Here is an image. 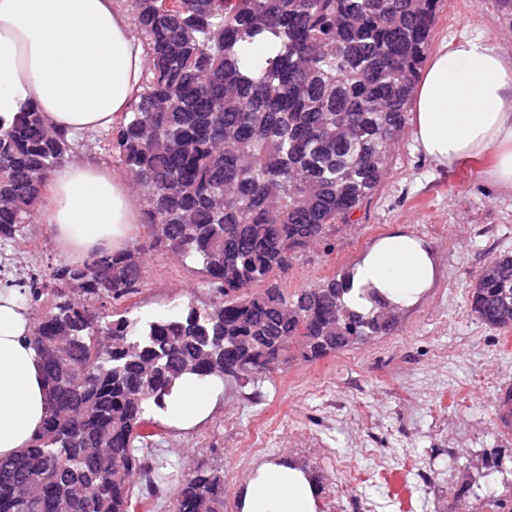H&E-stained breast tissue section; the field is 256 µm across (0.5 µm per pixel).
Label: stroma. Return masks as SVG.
<instances>
[{
  "mask_svg": "<svg viewBox=\"0 0 512 512\" xmlns=\"http://www.w3.org/2000/svg\"><path fill=\"white\" fill-rule=\"evenodd\" d=\"M462 37L511 56L512 13L500 0H440L432 49ZM489 163L437 167L402 132L378 189L337 225L331 252L311 250L281 281L295 291L350 270L402 227L432 245L435 287L390 335L313 361L286 354L258 384L226 387L192 430L155 423L153 458L177 479L220 471L224 512H237L253 468L282 457L309 471L319 512H478L487 497L512 494V434L499 410L512 386V330L486 327L466 303L480 267L512 252V189L489 180ZM207 298L175 255L150 250L139 293L120 308L146 322ZM483 458L494 467H480Z\"/></svg>",
  "mask_w": 512,
  "mask_h": 512,
  "instance_id": "stroma-1",
  "label": "stroma"
}]
</instances>
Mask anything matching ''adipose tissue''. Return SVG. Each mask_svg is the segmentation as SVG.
<instances>
[{
    "label": "adipose tissue",
    "instance_id": "ef3b65f1",
    "mask_svg": "<svg viewBox=\"0 0 512 512\" xmlns=\"http://www.w3.org/2000/svg\"><path fill=\"white\" fill-rule=\"evenodd\" d=\"M148 54L118 0H0V118L35 109L66 136L109 128L130 112ZM414 148L447 168L488 150L497 156L488 178L512 187V57L481 40L460 38L432 54L414 92ZM143 218L126 177L86 159L58 168L48 187L44 219L68 259L117 253ZM432 247L399 229L378 239L352 268L350 302L376 289L400 309L433 288ZM33 325L19 293L0 289V459L31 445L52 411ZM223 387L192 374L176 380L161 410L186 431L206 420ZM240 512H318L308 472L288 460L250 473Z\"/></svg>",
    "mask_w": 512,
    "mask_h": 512
}]
</instances>
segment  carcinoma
Masks as SVG:
<instances>
[{
    "label": "carcinoma",
    "instance_id": "obj_1",
    "mask_svg": "<svg viewBox=\"0 0 512 512\" xmlns=\"http://www.w3.org/2000/svg\"><path fill=\"white\" fill-rule=\"evenodd\" d=\"M126 2L149 64L131 114L97 143L143 195L151 238L0 279L35 313L54 405L30 447L0 460V512H130L139 481L146 503L164 480L145 455L146 406L164 407L182 374L248 384L292 349L318 359L398 320L374 288L369 312L348 307L347 273L293 294L276 276L379 186L439 0ZM257 42L268 52L251 60ZM79 144L34 110L0 119V272ZM149 248L192 259L211 296L142 325L108 319L141 288ZM468 303L487 327H512V254L480 268ZM172 512H224V477L183 476Z\"/></svg>",
    "mask_w": 512,
    "mask_h": 512
}]
</instances>
